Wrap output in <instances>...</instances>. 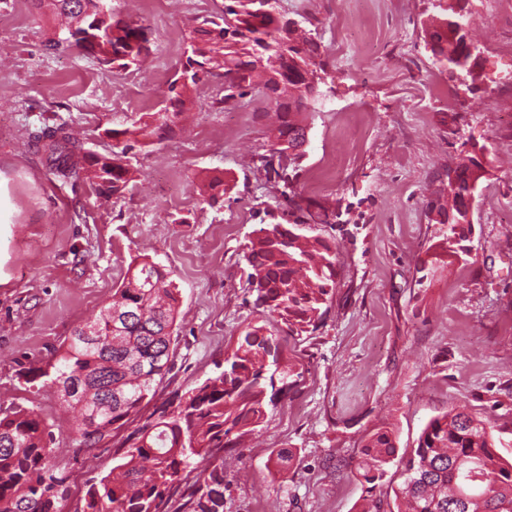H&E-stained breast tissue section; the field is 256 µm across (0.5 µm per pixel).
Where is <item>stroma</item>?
I'll return each instance as SVG.
<instances>
[{
    "label": "stroma",
    "mask_w": 512,
    "mask_h": 512,
    "mask_svg": "<svg viewBox=\"0 0 512 512\" xmlns=\"http://www.w3.org/2000/svg\"><path fill=\"white\" fill-rule=\"evenodd\" d=\"M478 49L474 78L435 60L437 0H276L319 45L322 97L307 118L301 199L335 210L301 232L336 246L338 290L318 329L284 337L299 378L260 432L225 449L224 512H359L367 485L350 472L369 434L416 447L434 417L457 407L492 418L512 457V0L493 17L460 0ZM149 25L150 55L116 70L76 46L54 47L51 14L0 0V402L37 408L55 431L70 415L53 389L26 379L55 360L76 326L98 315L130 263L165 265L181 292L171 371L128 428L212 375L247 325L266 317L248 290L244 248L281 215L273 184L249 167L267 142L256 98L217 102L220 72L200 83L180 131L129 154L134 179L101 205L88 181L61 183L29 136L66 124L83 152L147 119L185 62L186 36L224 0H112ZM486 173L462 241L430 211L460 156ZM336 158V176L323 164ZM233 183L207 204L196 186ZM113 439L64 447L57 459L75 512L88 481L113 466ZM291 459L276 475L279 450Z\"/></svg>",
    "instance_id": "obj_1"
}]
</instances>
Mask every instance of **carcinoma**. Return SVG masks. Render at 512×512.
I'll return each mask as SVG.
<instances>
[{
    "label": "carcinoma",
    "mask_w": 512,
    "mask_h": 512,
    "mask_svg": "<svg viewBox=\"0 0 512 512\" xmlns=\"http://www.w3.org/2000/svg\"><path fill=\"white\" fill-rule=\"evenodd\" d=\"M37 11L60 18L59 32L106 65L140 66L149 55V27L112 11L111 0H32ZM432 35L437 61L471 75L466 15L454 7ZM316 42L269 0H229L223 14L205 18L188 41L186 63L168 86L169 105L151 121L112 131L109 155H86L64 125L45 127L33 145L48 153L50 173L62 183L84 175L109 199L124 193L133 171L124 158L135 145L174 133L191 93L202 77L224 70L226 105L250 89L271 105L276 123L267 147L251 157V168L274 182L287 208L282 221L259 228L246 246L245 260L255 305L275 318L288 335L317 330L336 295V249L320 237L297 232L301 224H328L326 209L298 200L295 186L306 156L308 126L300 116L320 97ZM285 144L286 149L276 148ZM482 164L465 156L448 172V205L439 223L462 235L469 223L462 199L477 189ZM180 292L170 272L153 260L134 261L112 299L91 322L74 329L66 350L47 368L35 369L61 394L72 414L66 439L94 448L125 427L157 393L174 362L173 332ZM90 335H85V329ZM249 325L224 364L202 383L157 408L153 420L127 436L115 451L112 470L92 480L77 512H167L179 492L184 512H224V462L199 472L194 460L232 448L257 431L267 409L300 376L285 360L279 338ZM59 440L33 409L0 405V512H57L68 476L56 462ZM400 468L394 490L397 510L384 499L369 500L361 512H512V461L495 446L491 419L457 409L431 420L417 447L398 454L393 434L378 431L364 444L351 473L376 484L392 463Z\"/></svg>",
    "instance_id": "1"
}]
</instances>
